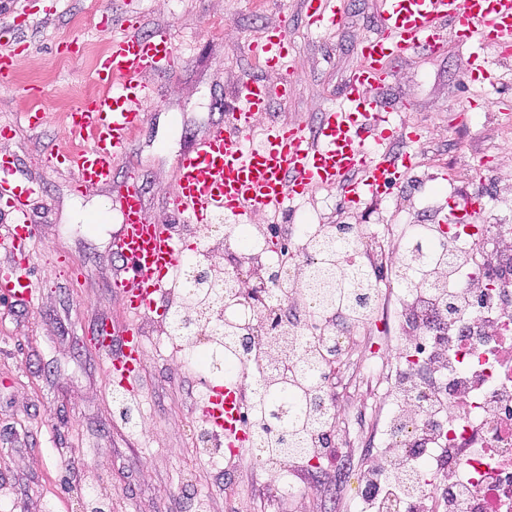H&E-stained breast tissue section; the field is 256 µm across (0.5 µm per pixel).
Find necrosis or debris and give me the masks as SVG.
Wrapping results in <instances>:
<instances>
[{
  "instance_id": "4bbe7bcc",
  "label": "necrosis or debris",
  "mask_w": 512,
  "mask_h": 512,
  "mask_svg": "<svg viewBox=\"0 0 512 512\" xmlns=\"http://www.w3.org/2000/svg\"><path fill=\"white\" fill-rule=\"evenodd\" d=\"M254 229L246 258L228 256L217 267L212 256L223 250V234L214 224L196 226L194 234L203 244L178 266L175 287L187 290L192 266L213 271L218 281L256 273L266 291L277 292L274 310L289 337L320 329L335 357H343L351 339L379 317L385 300L380 276L400 260L386 233L351 225L353 248L338 262L341 271L358 267L375 280L368 317L361 320L345 310L317 308L293 279L269 283L265 269L282 263L267 251L268 225L258 221ZM418 235L427 260L402 299L398 322L417 344L428 336L431 312H438L442 341L422 361L409 356L403 345L371 358L370 369L385 374L395 402L385 419L383 457L395 461L402 479L381 490L377 469H370L358 476L357 495L375 497L385 512H427L426 502L435 499L442 512H504L500 494L512 490V471L503 466L512 461V370L498 364L496 344L501 336L512 337V225L484 224L473 231L465 224L427 221L419 225ZM438 250L446 256L441 268L428 260ZM455 279L460 287L449 289ZM463 334L470 343L466 350L458 341ZM461 402L468 405V414H458ZM430 452L442 454L446 465L425 471L422 483L407 485L411 458Z\"/></svg>"
}]
</instances>
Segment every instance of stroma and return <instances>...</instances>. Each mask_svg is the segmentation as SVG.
<instances>
[{
	"label": "stroma",
	"instance_id": "35a3bbf8",
	"mask_svg": "<svg viewBox=\"0 0 512 512\" xmlns=\"http://www.w3.org/2000/svg\"><path fill=\"white\" fill-rule=\"evenodd\" d=\"M379 0H346L335 29L307 25L305 0H0V42L20 47L10 84L0 85V155L15 156L33 181L32 216L41 240L28 260L39 286L31 306L0 298V512H359L354 487L339 484L334 457L315 471L287 468L271 480L250 448L234 461L203 453L201 372L185 368L152 321H144L146 358L139 375L145 433L121 420L115 388L105 383L104 357L89 342L99 322L122 328L129 313L111 289L116 261L113 240L122 215L107 188H75L68 164L46 166L52 151L68 146L63 118L95 92L97 47L107 35L81 25L89 7L108 16L113 30L132 23L169 27L184 57L173 74L154 77L156 101L132 139L123 173H134L152 220L177 218L167 195L175 163L194 138L221 120L234 85L256 77L279 83V72L259 66L248 43L288 22L295 69L287 100H274L267 121L313 124L339 100L359 62L357 48L379 32ZM484 65L485 82L468 71ZM382 91L397 124L422 138H397L392 153H411L427 183H404L350 207L334 189H318L293 210L264 215L280 231L270 252L290 247L285 227L305 221L386 228L391 251L402 249L417 213L406 196L433 199L440 222L448 220V194L482 187L486 209L479 224H512V59L496 48L449 40L433 54L396 61ZM40 110L42 126L22 120ZM395 336L368 327L351 342L330 376L341 412L336 423L347 462L363 469L379 463L380 429L392 402L381 379L363 366L371 350L391 346Z\"/></svg>",
	"mask_w": 512,
	"mask_h": 512
}]
</instances>
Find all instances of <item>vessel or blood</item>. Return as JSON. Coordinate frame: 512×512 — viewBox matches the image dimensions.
<instances>
[{
    "instance_id": "1",
    "label": "vessel or blood",
    "mask_w": 512,
    "mask_h": 512,
    "mask_svg": "<svg viewBox=\"0 0 512 512\" xmlns=\"http://www.w3.org/2000/svg\"><path fill=\"white\" fill-rule=\"evenodd\" d=\"M306 11L311 28L331 30L343 19L344 3L306 0ZM102 29L109 34V49L95 78L106 90L66 115L70 137L88 145L50 153L47 160L66 159L76 187L112 185L118 191L123 224L113 242L119 270L112 288L132 319L104 341L113 351L105 379L131 392L145 353L141 322L156 311L165 279L179 266L184 248L170 225L151 221L138 183L117 181V164L155 102L152 76L175 72L183 58L169 28L146 33L131 24L116 33L106 21ZM451 37L462 43L477 39L499 54H511L512 0H381L379 37L361 43L360 64L348 78L342 101L325 107L312 133L302 125H259L272 98L287 99L288 86L241 79L230 123H215L178 158L168 195L172 210L189 223L204 224L217 213L228 218L266 213L321 187L337 188L344 203L357 204L400 186L412 157L392 156L386 148L395 125L381 93L393 63L418 50L437 52ZM248 49L266 67L287 73L293 68L287 23L252 40ZM15 164V158L0 157V222L10 227L0 237V249L18 258L0 268V297L30 304L37 289L25 258L39 227L31 215L32 189L14 178ZM246 398L237 379L210 386L201 404L203 425L219 432L225 447L247 445Z\"/></svg>"
}]
</instances>
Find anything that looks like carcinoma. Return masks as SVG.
I'll return each mask as SVG.
<instances>
[{"instance_id": "1", "label": "carcinoma", "mask_w": 512, "mask_h": 512, "mask_svg": "<svg viewBox=\"0 0 512 512\" xmlns=\"http://www.w3.org/2000/svg\"><path fill=\"white\" fill-rule=\"evenodd\" d=\"M350 247L351 241L340 234L321 239L312 247L316 260L311 262L303 286L324 310L342 305L355 314L364 311L373 281L358 268L340 273L336 267L337 257ZM419 250L416 239L403 246L405 258L392 272L397 283L411 284L417 267L415 252ZM191 283L192 288L174 306L172 315L174 331L182 340L195 335L200 326L211 325L213 313L222 301L238 298L237 288L230 281L221 284L208 275L203 279L193 278ZM265 328V341L256 345L245 359L237 341L242 325L223 323L217 327L219 334L215 336L213 356L196 367L229 379L238 372L244 359L253 364L259 375L264 372L265 364L279 361L277 374L260 379L252 393L251 418L255 426L251 427V435L268 458L283 461L306 452L313 433L323 423L319 393L326 359L322 348L312 342L302 367L288 365V336L279 319L266 313Z\"/></svg>"}]
</instances>
